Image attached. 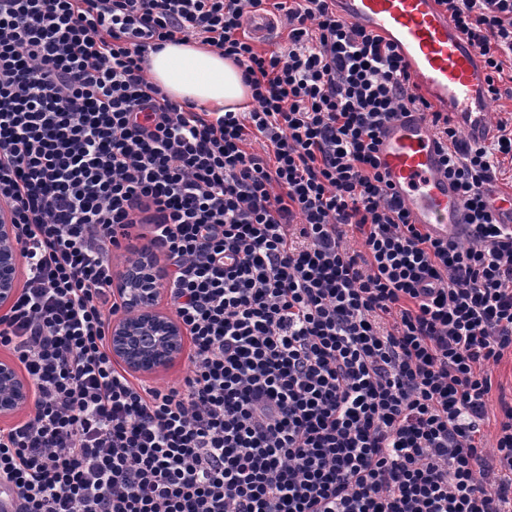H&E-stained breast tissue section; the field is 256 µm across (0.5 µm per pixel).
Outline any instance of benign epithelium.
I'll return each instance as SVG.
<instances>
[{"label": "benign epithelium", "instance_id": "7a95c632", "mask_svg": "<svg viewBox=\"0 0 512 512\" xmlns=\"http://www.w3.org/2000/svg\"><path fill=\"white\" fill-rule=\"evenodd\" d=\"M22 258L14 225L7 210H0V311L14 302L19 292ZM163 280L161 255L147 244L139 249L138 261L118 272L112 289L122 298L127 312L112 320L109 340L112 357L129 371L153 374L166 370L185 354L184 327L157 310ZM34 403L31 382L15 363L0 359V421L7 422L27 412Z\"/></svg>", "mask_w": 512, "mask_h": 512}]
</instances>
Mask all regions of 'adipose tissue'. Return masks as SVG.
I'll use <instances>...</instances> for the list:
<instances>
[{"mask_svg":"<svg viewBox=\"0 0 512 512\" xmlns=\"http://www.w3.org/2000/svg\"><path fill=\"white\" fill-rule=\"evenodd\" d=\"M144 69L150 82L176 100H189L220 112L238 111L249 101L250 91L241 69L192 41L170 43L149 53Z\"/></svg>","mask_w":512,"mask_h":512,"instance_id":"adipose-tissue-1","label":"adipose tissue"}]
</instances>
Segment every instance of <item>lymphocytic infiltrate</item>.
Listing matches in <instances>:
<instances>
[{
	"label": "lymphocytic infiltrate",
	"instance_id": "f902f5d3",
	"mask_svg": "<svg viewBox=\"0 0 512 512\" xmlns=\"http://www.w3.org/2000/svg\"><path fill=\"white\" fill-rule=\"evenodd\" d=\"M439 2L512 101V0ZM259 12L287 51L258 49ZM191 37L242 67L246 110L146 79L148 52ZM408 111L429 116L465 237L431 238L389 190L379 134ZM497 128L466 143L336 0H0V203L26 271L0 346L35 394L0 429L16 512H512V403L482 433L512 352ZM135 237L167 260L190 344L162 388L109 347L111 256ZM494 387L492 390L488 418L483 425L484 434L487 437L488 446L496 430V419L499 417V398L501 394L507 401L512 398V356L508 354L493 368Z\"/></svg>",
	"mask_w": 512,
	"mask_h": 512
}]
</instances>
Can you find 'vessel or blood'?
<instances>
[{
  "instance_id": "obj_1",
  "label": "vessel or blood",
  "mask_w": 512,
  "mask_h": 512,
  "mask_svg": "<svg viewBox=\"0 0 512 512\" xmlns=\"http://www.w3.org/2000/svg\"><path fill=\"white\" fill-rule=\"evenodd\" d=\"M342 14L398 47L431 99L444 104L469 142L492 136L485 107L486 74L476 50L437 0H340ZM381 170L414 223L431 235L459 233L462 206L443 173L427 119L409 112L386 124L378 146Z\"/></svg>"
}]
</instances>
